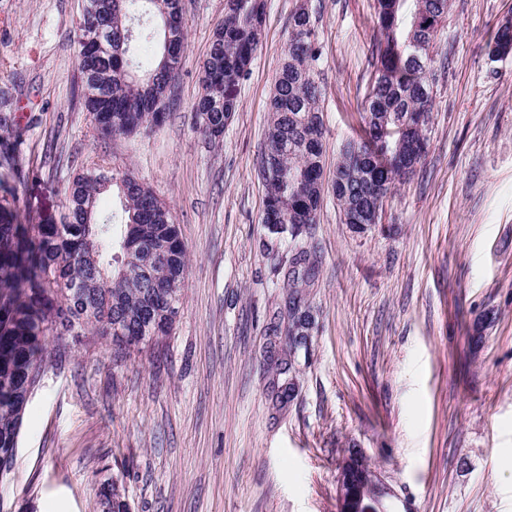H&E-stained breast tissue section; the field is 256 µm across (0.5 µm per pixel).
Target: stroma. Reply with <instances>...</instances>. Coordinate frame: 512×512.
Instances as JSON below:
<instances>
[{
    "instance_id": "stroma-1",
    "label": "stroma",
    "mask_w": 512,
    "mask_h": 512,
    "mask_svg": "<svg viewBox=\"0 0 512 512\" xmlns=\"http://www.w3.org/2000/svg\"><path fill=\"white\" fill-rule=\"evenodd\" d=\"M305 2L322 56L325 170L356 137L371 81L374 0H268L240 106L213 142L194 130L199 64L224 0H183L187 55L165 124L98 140L75 94L82 0H0V95L23 110L37 176L18 185L59 218L86 160L130 167L171 206L187 246L171 336L112 360L104 343L50 365L27 406L0 512H99L122 479L131 512H335L358 448L395 512H512V55L489 33L512 0H452L436 46L428 153L379 223H343L325 193L300 239L322 263L304 353L284 313L288 236L262 224L259 157L288 21ZM298 391L276 401L278 363Z\"/></svg>"
}]
</instances>
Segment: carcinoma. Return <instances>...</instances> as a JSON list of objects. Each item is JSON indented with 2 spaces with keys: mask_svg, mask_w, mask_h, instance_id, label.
<instances>
[{
  "mask_svg": "<svg viewBox=\"0 0 512 512\" xmlns=\"http://www.w3.org/2000/svg\"><path fill=\"white\" fill-rule=\"evenodd\" d=\"M267 0H224L200 72L202 93L192 127L211 140L239 109L263 36ZM449 0H376L380 45L365 97L362 135L340 153L331 189L341 213L357 223L412 173L427 146L433 103V51ZM187 40L183 0H84L76 97L96 138L128 137L165 120ZM146 44L155 66L135 70ZM512 52V21L491 35L488 54ZM321 49L310 15L298 7L269 101L261 155L279 156L278 172L261 176L262 223L289 225L293 243L287 279L289 349L306 344L294 333L312 324L304 289L314 284L319 257L299 243L300 225L317 223L325 191ZM24 144L11 101L0 97V171L23 175ZM117 189L121 212L103 213L99 195ZM187 248L170 207L129 171L91 159L65 188L59 220L34 221L15 188L0 197V468L12 465L23 416L49 363L47 348L68 352L60 337L119 339L115 357L168 336L184 296ZM101 512H130L117 477L100 482Z\"/></svg>",
  "mask_w": 512,
  "mask_h": 512,
  "instance_id": "1",
  "label": "carcinoma"
}]
</instances>
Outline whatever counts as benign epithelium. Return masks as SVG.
<instances>
[{"instance_id": "benign-epithelium-1", "label": "benign epithelium", "mask_w": 512, "mask_h": 512, "mask_svg": "<svg viewBox=\"0 0 512 512\" xmlns=\"http://www.w3.org/2000/svg\"><path fill=\"white\" fill-rule=\"evenodd\" d=\"M387 486L367 457L353 450L339 463L336 474V512H382Z\"/></svg>"}]
</instances>
